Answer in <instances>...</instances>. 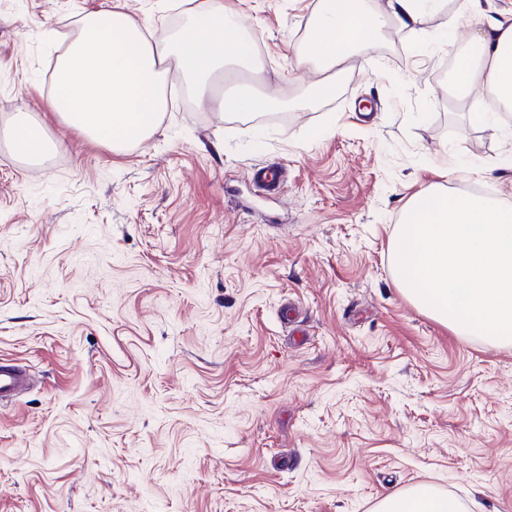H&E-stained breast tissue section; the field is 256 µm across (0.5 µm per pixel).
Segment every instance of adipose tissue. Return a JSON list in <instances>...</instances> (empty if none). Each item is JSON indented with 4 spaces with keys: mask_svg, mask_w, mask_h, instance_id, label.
<instances>
[{
    "mask_svg": "<svg viewBox=\"0 0 512 512\" xmlns=\"http://www.w3.org/2000/svg\"><path fill=\"white\" fill-rule=\"evenodd\" d=\"M444 4L386 0L383 7L368 8L363 0H318L307 45L294 52L292 66L319 73L312 95L331 98L337 73L346 70L357 50L373 46L385 26L413 27ZM147 30V23L109 2L81 15L55 69L50 111L69 128L120 153L158 131L172 74L198 99L227 115L264 113L274 105V97L229 77L231 71L251 69L255 48L223 0H207L175 38L154 41ZM466 40L476 55L459 61V95L477 90L495 112H511L512 11L487 15L484 27L469 29ZM10 138L15 153L25 159L53 147L43 122L26 117L15 122ZM377 512H460V507L433 487L419 485L386 497Z\"/></svg>",
    "mask_w": 512,
    "mask_h": 512,
    "instance_id": "adipose-tissue-1",
    "label": "adipose tissue"
}]
</instances>
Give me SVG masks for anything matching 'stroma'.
I'll return each instance as SVG.
<instances>
[{
	"mask_svg": "<svg viewBox=\"0 0 512 512\" xmlns=\"http://www.w3.org/2000/svg\"><path fill=\"white\" fill-rule=\"evenodd\" d=\"M118 0L154 39L205 0ZM317 0H224L258 32L281 118L228 116L180 79L115 153L47 106L65 36L102 0H0V512H373L425 483L512 512V344L458 336L393 282L402 210L433 185L512 205V137L469 123L449 44L470 0L384 28L310 100L293 72ZM458 27H450V17ZM21 112L63 146L11 152ZM482 168L445 177L448 155ZM285 169L261 193L253 172ZM30 384V376L25 369L16 364L0 363V400L21 393Z\"/></svg>",
	"mask_w": 512,
	"mask_h": 512,
	"instance_id": "35a3bbf8",
	"label": "stroma"
}]
</instances>
